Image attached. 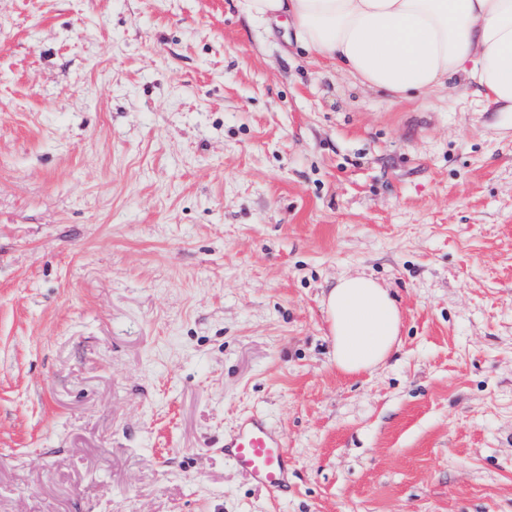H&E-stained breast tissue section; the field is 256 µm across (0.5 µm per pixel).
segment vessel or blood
Segmentation results:
<instances>
[{
	"label": "vessel or blood",
	"instance_id": "obj_1",
	"mask_svg": "<svg viewBox=\"0 0 512 512\" xmlns=\"http://www.w3.org/2000/svg\"><path fill=\"white\" fill-rule=\"evenodd\" d=\"M224 453L250 480L271 496L287 494L291 458L280 435L260 415L244 418L224 440Z\"/></svg>",
	"mask_w": 512,
	"mask_h": 512
}]
</instances>
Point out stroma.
I'll return each mask as SVG.
<instances>
[{"label":"stroma","instance_id":"1","mask_svg":"<svg viewBox=\"0 0 512 512\" xmlns=\"http://www.w3.org/2000/svg\"><path fill=\"white\" fill-rule=\"evenodd\" d=\"M238 0H0V512H512V112ZM391 288L341 373L321 300ZM259 414L276 500L224 456ZM336 367L346 374L372 372L393 352L401 312L387 288L365 276L340 279L323 300Z\"/></svg>","mask_w":512,"mask_h":512}]
</instances>
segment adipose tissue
Instances as JSON below:
<instances>
[{
    "instance_id": "ef3b65f1",
    "label": "adipose tissue",
    "mask_w": 512,
    "mask_h": 512,
    "mask_svg": "<svg viewBox=\"0 0 512 512\" xmlns=\"http://www.w3.org/2000/svg\"><path fill=\"white\" fill-rule=\"evenodd\" d=\"M247 15L286 20L296 42L367 87L399 98L457 79L512 112V0H242ZM337 368L371 372L393 352L401 312L365 276L323 300Z\"/></svg>"
}]
</instances>
